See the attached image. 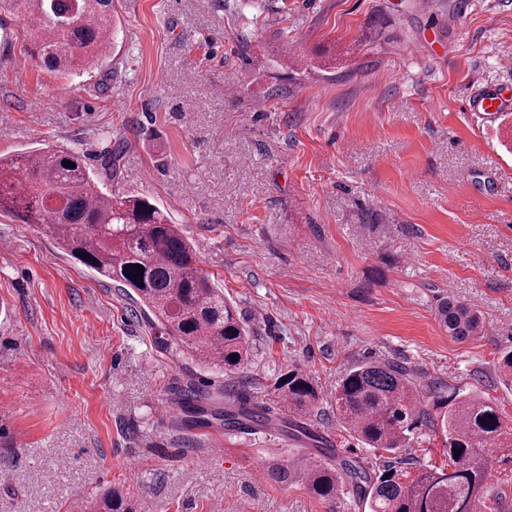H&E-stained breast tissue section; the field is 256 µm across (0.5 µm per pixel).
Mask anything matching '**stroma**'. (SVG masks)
<instances>
[{
    "instance_id": "35a3bbf8",
    "label": "stroma",
    "mask_w": 512,
    "mask_h": 512,
    "mask_svg": "<svg viewBox=\"0 0 512 512\" xmlns=\"http://www.w3.org/2000/svg\"><path fill=\"white\" fill-rule=\"evenodd\" d=\"M111 56L70 84L18 73L22 19L0 12V153L65 145L104 181L181 225L253 332L243 376L172 349L159 322L34 224L0 216V512H359L314 495L304 439L269 452L228 432V401L286 415L259 393L291 370L339 445L330 402L361 361L412 366L512 417L496 377L512 350V0H115ZM475 305L456 340L442 298ZM200 421L167 419L187 384Z\"/></svg>"
}]
</instances>
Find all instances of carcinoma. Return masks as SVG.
Segmentation results:
<instances>
[{"mask_svg":"<svg viewBox=\"0 0 512 512\" xmlns=\"http://www.w3.org/2000/svg\"><path fill=\"white\" fill-rule=\"evenodd\" d=\"M0 10L26 21L28 55L56 79L78 76L88 63L110 56L112 0H0ZM0 215L43 226L61 251L130 290L163 325L170 347L227 374L248 367L250 327L199 266L181 226L148 197L104 192L99 174L76 152L39 148L0 155ZM438 318L456 339L483 328L477 310L453 299L441 302ZM497 377L512 391V351L502 354ZM273 393L288 412L284 424L291 436L325 444L296 422L319 408L312 378L290 373ZM199 400L190 386L180 405L194 414ZM333 410L341 432L373 449L381 464L339 455L334 465L316 462L306 476L313 493L329 498L344 491L361 512H504L500 490L512 484V419H504L492 400L441 383L423 389L404 364L367 361L339 378ZM269 422L263 405L224 410L227 431ZM437 439L448 449L439 463L404 455ZM94 512L133 509L114 492L97 499Z\"/></svg>","mask_w":512,"mask_h":512,"instance_id":"carcinoma-1","label":"carcinoma"}]
</instances>
